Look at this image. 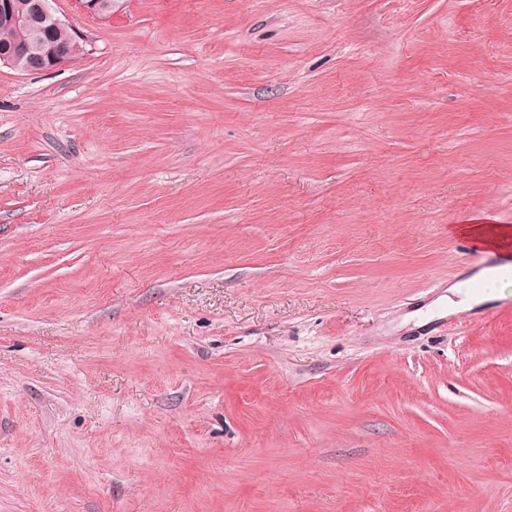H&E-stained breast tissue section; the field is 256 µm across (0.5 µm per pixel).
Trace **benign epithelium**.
<instances>
[{"instance_id": "1", "label": "benign epithelium", "mask_w": 512, "mask_h": 512, "mask_svg": "<svg viewBox=\"0 0 512 512\" xmlns=\"http://www.w3.org/2000/svg\"><path fill=\"white\" fill-rule=\"evenodd\" d=\"M86 12L97 18L112 15V0H78ZM0 26L23 27L31 38L25 42L0 46V65L28 73L46 72L73 63L71 44L82 35L65 18L56 15L51 0H0ZM64 27L71 31V42L51 40L46 31Z\"/></svg>"}]
</instances>
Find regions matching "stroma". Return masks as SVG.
I'll return each mask as SVG.
<instances>
[{"instance_id":"35a3bbf8","label":"stroma","mask_w":512,"mask_h":512,"mask_svg":"<svg viewBox=\"0 0 512 512\" xmlns=\"http://www.w3.org/2000/svg\"><path fill=\"white\" fill-rule=\"evenodd\" d=\"M0 66V512H512V0H54ZM51 0H26L19 3L16 0L0 1V44L20 41L27 36L23 27L30 32L29 41L9 43L0 46V65L28 73L46 72L59 69L73 63V57L79 60L85 53L82 35L65 18L56 15L51 6ZM68 28L55 30L53 36L59 41L48 39L47 30L53 28ZM71 43H75L72 51ZM79 43V44H78ZM73 54V56H72ZM455 225L451 233L467 236L486 248L507 251L512 244L510 225L497 224L488 217L470 218L464 224ZM470 281L472 280L461 281L448 288V292L461 297V300L456 303L448 296V309L459 306L471 307L474 304H479L492 298L491 294L488 293L481 297L474 295L470 288H468Z\"/></svg>"}]
</instances>
